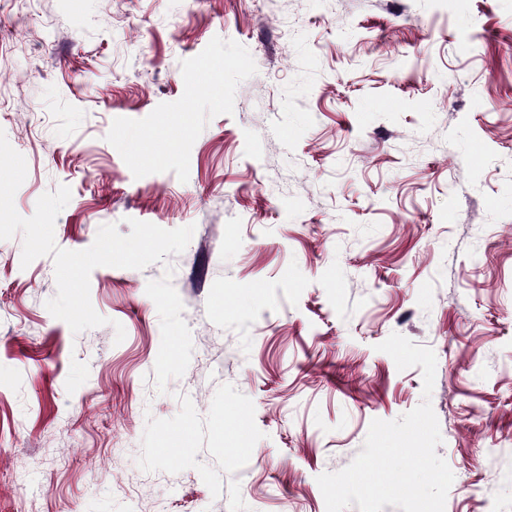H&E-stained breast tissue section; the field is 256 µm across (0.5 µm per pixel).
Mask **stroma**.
<instances>
[{
    "label": "stroma",
    "instance_id": "stroma-1",
    "mask_svg": "<svg viewBox=\"0 0 512 512\" xmlns=\"http://www.w3.org/2000/svg\"><path fill=\"white\" fill-rule=\"evenodd\" d=\"M0 130L58 247L195 228L77 334L0 240V512H326L422 401L394 332L445 512H512V0H0Z\"/></svg>",
    "mask_w": 512,
    "mask_h": 512
}]
</instances>
